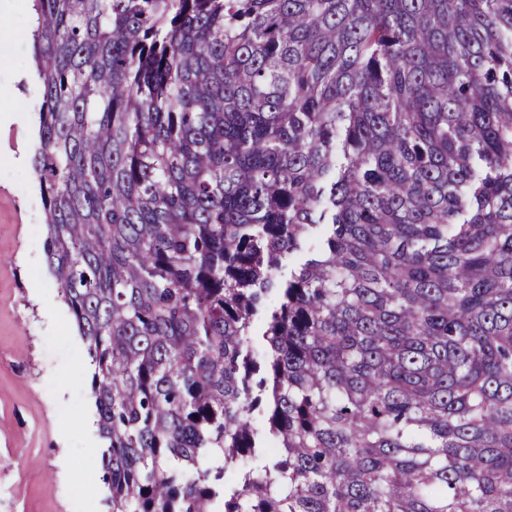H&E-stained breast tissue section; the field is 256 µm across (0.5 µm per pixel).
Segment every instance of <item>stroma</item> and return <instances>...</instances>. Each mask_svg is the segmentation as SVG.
Returning <instances> with one entry per match:
<instances>
[{"label":"stroma","mask_w":512,"mask_h":512,"mask_svg":"<svg viewBox=\"0 0 512 512\" xmlns=\"http://www.w3.org/2000/svg\"><path fill=\"white\" fill-rule=\"evenodd\" d=\"M14 38L0 85L18 93L0 110L36 115L33 10L0 0ZM40 189L26 165L0 162V512H112L92 449L102 442L90 358L45 259ZM80 380L65 385L71 373Z\"/></svg>","instance_id":"35a3bbf8"}]
</instances>
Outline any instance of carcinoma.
I'll list each match as a JSON object with an SVG mask.
<instances>
[{"label": "carcinoma", "instance_id": "obj_1", "mask_svg": "<svg viewBox=\"0 0 512 512\" xmlns=\"http://www.w3.org/2000/svg\"><path fill=\"white\" fill-rule=\"evenodd\" d=\"M33 7L112 512H512V0Z\"/></svg>", "mask_w": 512, "mask_h": 512}]
</instances>
